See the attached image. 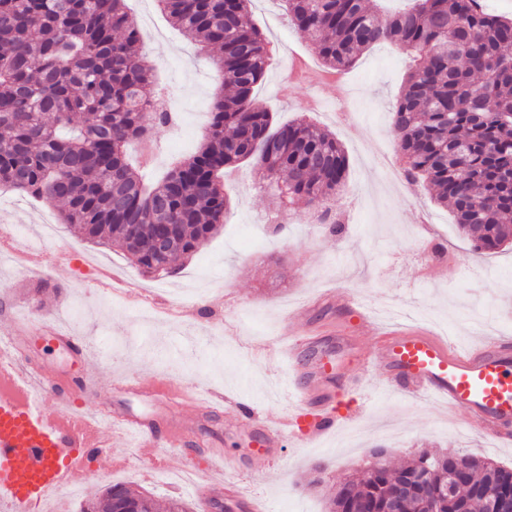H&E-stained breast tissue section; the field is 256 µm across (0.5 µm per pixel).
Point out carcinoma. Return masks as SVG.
Wrapping results in <instances>:
<instances>
[{"instance_id":"carcinoma-1","label":"carcinoma","mask_w":512,"mask_h":512,"mask_svg":"<svg viewBox=\"0 0 512 512\" xmlns=\"http://www.w3.org/2000/svg\"><path fill=\"white\" fill-rule=\"evenodd\" d=\"M173 26L214 59L220 87L203 144L159 177L128 159L154 109L153 67L139 53L141 33L125 0H0V188L62 205L61 220L90 241L110 239L146 274L170 276L223 224L224 168L254 159L282 209L304 198L316 208L342 184L347 159L327 130L298 120L273 125L255 88L272 59L253 21L251 0H158ZM291 23L329 67H350L365 50L398 45L410 57L392 126L405 175L437 190L475 250L512 244V17L481 0H414L383 15L367 0H283ZM169 234L174 248L158 252ZM453 488L468 512H485L492 481L512 484V468L464 454ZM448 455L420 452L388 467L375 449L363 474L336 486L328 512H390L395 485L410 488L402 512H427L421 483L448 479ZM156 500L112 483L81 512H156ZM175 498L167 512H199Z\"/></svg>"}]
</instances>
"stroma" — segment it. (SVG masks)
<instances>
[{"mask_svg":"<svg viewBox=\"0 0 512 512\" xmlns=\"http://www.w3.org/2000/svg\"><path fill=\"white\" fill-rule=\"evenodd\" d=\"M142 33V52L154 66L156 105L176 118L153 128L149 141L131 144L135 166L157 174L187 157L207 128L190 117L209 109L218 73L209 56L168 21L157 0H126ZM252 18L275 47L272 65L255 89L259 104L277 123L304 119L325 128L342 145L348 170L332 202L342 235L318 223L315 209L296 201L280 210L261 172L244 162L227 171L231 190L224 224L169 279L173 294L157 291L155 279L132 265L112 244L77 237L61 224L52 206L0 190V242L12 255L37 252L38 267L14 266L0 257V338L16 335L15 318L31 313L66 326L91 352L100 390L81 407L102 405L157 422L159 434L180 427L187 445L181 454L143 459L122 444L112 449L125 462L121 482L158 501L191 499L189 488L166 483L165 472L191 470L207 476L211 449L235 458L238 468L224 476L266 502L270 512H326L334 484L362 469L370 452L387 450L399 463L421 450L455 448L512 467V445L497 447L470 431L464 418L441 420L426 399L388 389L369 372L353 395L355 412L339 421L331 439L312 447L284 437L263 478L251 467L263 438L236 425L237 399L273 418L288 406L280 383L286 363L265 365L253 354L258 341L287 330L327 331L346 315L336 302H320L329 290L358 296L381 325L400 314L468 346L474 318L486 333L512 336V246L494 254L473 251L452 212L421 186L393 174L384 160L399 155L390 113L398 99L409 58L399 46L382 44L359 55L344 81L317 76L322 63L309 41L289 23L282 0H252ZM351 98L356 120L338 118V101ZM90 257L114 278L98 286L96 270L81 269ZM30 356L59 381L79 376L80 367L52 339L41 340ZM147 384L186 382L222 397L205 410L160 409L138 391H113L115 379Z\"/></svg>","mask_w":512,"mask_h":512,"instance_id":"35a3bbf8","label":"stroma"}]
</instances>
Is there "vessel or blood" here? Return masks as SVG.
<instances>
[{"label":"vessel or blood","mask_w":512,"mask_h":512,"mask_svg":"<svg viewBox=\"0 0 512 512\" xmlns=\"http://www.w3.org/2000/svg\"><path fill=\"white\" fill-rule=\"evenodd\" d=\"M343 303L356 321V335L346 329L336 333L337 341L356 351L360 369H377L387 386L411 396L433 399L441 418L465 415L483 437L497 443L512 442V337L483 336L478 348L459 349L432 330L403 323L382 328L366 314L359 298L343 296ZM370 332L373 345L358 347V334ZM317 338L293 333L288 341L263 346L264 355L288 359L291 364L289 410L278 418L257 415L249 406H240L241 425L257 427L268 444H277L284 434L298 435L312 443L332 433L340 420L339 395L346 378L331 361L314 358L304 362L305 351L313 349ZM13 356L11 374L28 391L26 408L9 398H0V512H44L57 492L74 484L79 472L75 449L104 452L116 440L135 433L141 448L154 452L165 446L178 452L186 444L181 432L158 436L146 419L104 412V438L88 437L78 428L61 425L45 409L46 402L66 405L69 395L53 389L41 368H27L17 342L0 339ZM146 393L156 401L177 406L185 396L180 383H154ZM223 489L228 512H266L254 499L244 497L239 488L226 483L222 466L199 485L200 495Z\"/></svg>","instance_id":"obj_1"}]
</instances>
